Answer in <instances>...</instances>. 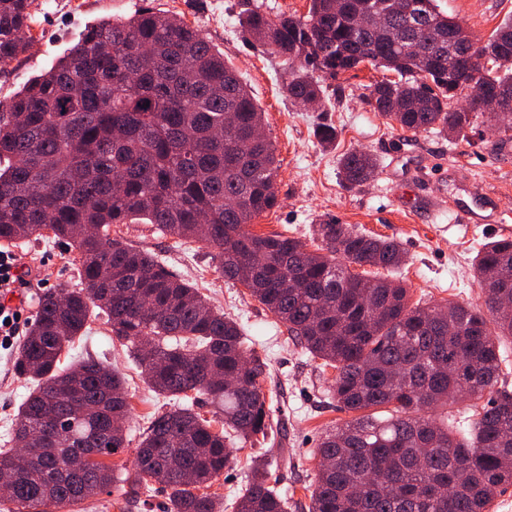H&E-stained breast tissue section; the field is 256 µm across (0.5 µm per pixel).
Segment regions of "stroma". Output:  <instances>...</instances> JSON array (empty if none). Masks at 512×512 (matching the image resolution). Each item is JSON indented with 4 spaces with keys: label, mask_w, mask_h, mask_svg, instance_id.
<instances>
[{
    "label": "stroma",
    "mask_w": 512,
    "mask_h": 512,
    "mask_svg": "<svg viewBox=\"0 0 512 512\" xmlns=\"http://www.w3.org/2000/svg\"><path fill=\"white\" fill-rule=\"evenodd\" d=\"M65 2L61 8L52 0H34L32 47L0 71V100H9L31 76L49 68L86 26L100 19L128 17L146 8L180 16L223 52L265 114V133L280 165L278 204L254 220L252 232L282 233L313 250L318 245L312 236L314 225L334 219L401 242L407 261L394 276L407 285L410 303L448 300L482 305L472 261L484 243L512 238V154H503L502 136L486 119H479L459 139L433 130L415 133L391 127L366 101L370 85L383 77L382 70L368 65L335 77L319 73L324 88L320 104L295 103L284 88L287 62L248 40L238 20L239 0ZM438 4L483 38L512 15V0H438ZM323 124L337 132L336 143L329 148L316 138V129ZM355 149L374 154L380 169L374 180L348 190L341 183L337 158ZM491 205L501 211L503 223L458 224L453 219L456 208L479 213ZM109 233L112 239L151 253L207 295L240 324L247 346L265 358L263 387L278 423L270 470L278 492L288 501V512H308L319 440L326 429L352 418L338 410L331 397L335 369L321 367L245 288L225 281L214 249L167 235L154 224H116ZM16 256L32 281L26 292L27 315L35 314L37 300L47 289L72 288L77 283L73 254L54 239L21 246ZM87 328L70 347L67 362L94 357L124 376L132 412L125 422L128 449L107 459L115 480L88 499L83 512H162L165 495L158 489L150 493L146 506L130 508L125 500L133 479L134 449L143 431L154 415L176 408L178 402L149 388L103 317L89 320ZM13 356V348H0V447L9 440L17 410L29 393L27 382L13 369ZM236 457V463L209 488L223 503V512H235L233 504L247 484L246 454L240 451Z\"/></svg>",
    "instance_id": "obj_1"
}]
</instances>
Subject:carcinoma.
<instances>
[{
  "mask_svg": "<svg viewBox=\"0 0 512 512\" xmlns=\"http://www.w3.org/2000/svg\"><path fill=\"white\" fill-rule=\"evenodd\" d=\"M33 0H0V70L26 53ZM310 0L308 14L271 15L244 0L239 24L254 41L299 67L288 97L310 104L334 77L361 64L398 76L373 84L367 103L403 130L466 136L478 110L463 91L512 88V17L486 39L438 9L437 0ZM482 46L480 62L448 84L456 48ZM263 112L224 54L181 18L143 9L101 20L55 64L0 102V243L50 233L78 255L80 287L38 299L13 361L32 381L14 421L12 512L74 507L114 481L99 458L128 447L124 379L93 357L61 367L90 313L136 353L158 394L189 399L152 418L136 448L131 498L159 485L164 512H221L205 492L229 467L226 444L267 438L264 362L238 323L145 251L109 237L114 224L146 219L211 247L224 280L243 286L311 357L336 369V407L360 416L327 429L308 512H492L512 486V392L499 385L501 339L512 338V239L489 241L474 272L485 310L454 302L410 304L390 273L399 242L335 220L314 225L310 251L282 233L247 225L277 205L275 147ZM362 151L339 158L347 189L375 177ZM464 393L484 401L460 438L455 418L428 410ZM224 419L195 412L198 399ZM268 465L253 457L236 512H287Z\"/></svg>",
  "mask_w": 512,
  "mask_h": 512,
  "instance_id": "obj_1",
  "label": "carcinoma"
}]
</instances>
